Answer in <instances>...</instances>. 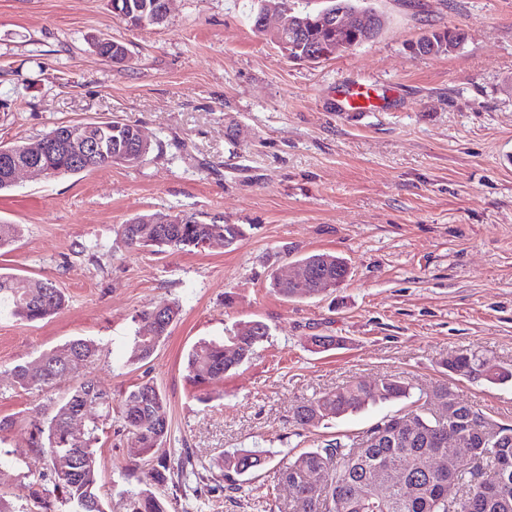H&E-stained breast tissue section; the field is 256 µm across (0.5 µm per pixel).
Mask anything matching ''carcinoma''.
<instances>
[{"mask_svg":"<svg viewBox=\"0 0 512 512\" xmlns=\"http://www.w3.org/2000/svg\"><path fill=\"white\" fill-rule=\"evenodd\" d=\"M292 0H258L250 17L252 29L265 34L263 13L269 4L284 5ZM363 0H326L322 10L349 7L363 10ZM320 10V11H322ZM320 11L296 10L293 46L288 54L296 60L316 62L336 52V35L320 26ZM456 41V30H431L412 48L417 55L448 53ZM77 127L90 139H100L105 153L92 168L114 163L127 167L142 164L152 146H141L137 128L118 119L108 122L79 123ZM43 164L58 174L74 175L87 171L66 151L49 147L42 154ZM140 215L120 225L117 235L131 249L199 248L213 239L225 247L235 246L244 237L240 224L206 223L195 214H178L172 224H147ZM308 276L297 283L272 279V290L288 299L313 298L336 288L348 277L346 261L323 252L298 259ZM0 303L12 316L38 321L59 313L66 303L62 291L51 281L32 282L18 275L0 274ZM179 315V306L167 304L138 316L130 362L148 360L170 334ZM270 327L261 320L240 321L224 341H202L188 353L186 369L192 382L202 385L219 381L256 354L268 339ZM101 352L91 340L73 339L60 347L42 352L32 363L18 364L11 370L14 383L24 389L48 387L66 372L94 363ZM448 372L466 379L503 383L512 379V370L476 353L450 355L441 360ZM414 387L401 378L384 375L371 382L357 381L339 386L336 391L305 400L293 410V422L304 428L356 413L369 405L401 400L411 401L407 414L413 426H400V415L383 417L359 439L348 442L328 440L288 459L280 467L281 480L288 486L291 512H512V475L496 496L485 494L497 480V466L504 460L512 464V426L489 419L475 405L461 401L448 384L413 393ZM434 397L448 401V416L437 418L426 412ZM112 393L92 379L74 386L66 398L55 404L45 424H30L28 451L48 463L49 482L32 486L31 497L37 512H106L97 493L98 459L96 444L100 413L109 412ZM123 421L130 441L129 452L141 458L155 452L167 436L169 409L166 398L150 382L127 391L123 399ZM454 438L466 449L457 463L446 469L431 468L432 460L448 449ZM260 459L251 450L224 455V477L251 473ZM378 468H392L398 480L391 490L378 493L372 481ZM171 465L159 458L156 465L138 478L144 488L122 492L125 512H167L164 501L153 486L168 482ZM328 473L329 483L315 490V477ZM466 486L461 502L448 508V485Z\"/></svg>","mask_w":512,"mask_h":512,"instance_id":"obj_1","label":"carcinoma"}]
</instances>
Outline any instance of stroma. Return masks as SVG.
Listing matches in <instances>:
<instances>
[{
    "instance_id": "35a3bbf8",
    "label": "stroma",
    "mask_w": 512,
    "mask_h": 512,
    "mask_svg": "<svg viewBox=\"0 0 512 512\" xmlns=\"http://www.w3.org/2000/svg\"><path fill=\"white\" fill-rule=\"evenodd\" d=\"M381 34L317 63L290 59L248 16L257 0H171L166 23L132 27L110 0H0V143L61 124L112 118L138 126L154 150L140 166L112 164L62 178L21 174L0 193V224L22 231L0 249V272L55 282L58 314L29 322L0 312V496L23 507L43 460L27 454L29 421L85 377L112 394L96 445L98 494L124 512L119 487L138 490L122 430V396L154 383L169 404L160 455L190 456L161 488L167 512H280L282 458L363 434L405 407H366L302 430L304 398L337 386L399 376L448 384L493 421L512 425V382L448 373L439 361L476 352L512 368V0H371ZM460 28L462 48L416 56L425 31ZM126 43L117 65L91 36ZM372 84L366 112L338 106L341 82ZM193 213L241 224L227 248L130 250L116 230L148 214ZM312 252L344 257L336 290L297 301L273 293ZM176 303L170 335L146 362L129 357L136 318ZM271 329L253 358L224 379L193 384L186 356L223 340L240 321ZM341 346L312 352L308 339ZM101 356L41 392L14 387L10 370L74 338ZM240 449L265 463L224 479Z\"/></svg>"
}]
</instances>
